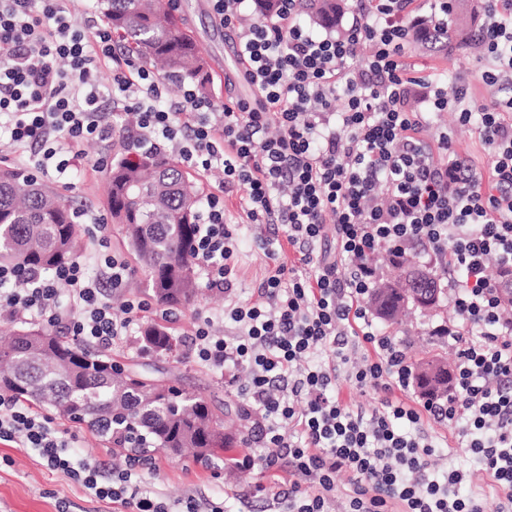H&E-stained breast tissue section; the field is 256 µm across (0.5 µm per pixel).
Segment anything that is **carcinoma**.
Listing matches in <instances>:
<instances>
[{"label":"carcinoma","instance_id":"carcinoma-1","mask_svg":"<svg viewBox=\"0 0 512 512\" xmlns=\"http://www.w3.org/2000/svg\"><path fill=\"white\" fill-rule=\"evenodd\" d=\"M99 8L128 51L163 75L202 80L206 68L198 45L169 16L164 0H99ZM302 13L336 23V0H302ZM112 218L147 273L157 303L189 304L196 293L193 244L199 202L194 183L172 157L131 152L112 162L107 181ZM77 212L71 201L20 172L0 170V263L49 272L78 256ZM400 273L380 283L372 303L385 322L412 306V295L438 288L436 278L402 261ZM0 390L31 404H49L84 423L113 451L147 455L190 452L208 464L236 447L224 419L204 400L112 362L35 323L0 330ZM143 348L173 354L176 341L150 323ZM424 395L448 394V363L432 359L416 367Z\"/></svg>","mask_w":512,"mask_h":512}]
</instances>
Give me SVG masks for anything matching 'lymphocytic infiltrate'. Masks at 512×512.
<instances>
[{"label": "lymphocytic infiltrate", "mask_w": 512, "mask_h": 512, "mask_svg": "<svg viewBox=\"0 0 512 512\" xmlns=\"http://www.w3.org/2000/svg\"><path fill=\"white\" fill-rule=\"evenodd\" d=\"M243 0H214L236 33L238 67L225 87L244 95L222 103L184 84L175 105L161 107L166 81L119 53L112 29L91 20L75 27L68 0H0V118L11 151L39 148L41 171L62 174L81 145L112 137L102 107L100 73L112 67L113 98L136 115V146L175 156L196 170H222L242 190L250 223L285 235L295 259L275 264L252 303H231L227 339L201 319L188 350L200 364L247 368L244 388L267 453L265 470L298 479L275 494L285 512H483L481 498L461 493L463 474H429L430 445L416 429L422 414L445 421L477 456L512 512V316L503 297L511 283L486 273L489 260L512 267V97L474 110L465 90L414 76L404 61L411 32L448 34V0H430L428 17L412 0H360L344 36L316 37L301 25L300 0H279L272 16L243 23ZM479 80L512 87V0H488ZM422 88L427 111L411 108ZM455 112L490 150L481 174L459 159L448 132L422 133L432 114ZM279 133L269 136L270 125ZM195 259L206 288L228 292L236 275V240L224 192L205 196ZM333 233L335 254L312 245ZM420 244L448 263L454 318L435 333L456 351L448 397L422 409L386 403L371 417L350 411L337 368L347 363L343 337L369 345L349 376L359 389L408 390L414 368L405 348L373 325L370 295L378 281L373 257L404 254ZM98 276L76 259L52 275L0 265V303L16 320L41 318L86 345L112 346L127 336L145 305L127 300L117 317L104 300L131 269L116 254L98 257ZM68 291L74 314L59 311ZM330 351L332 362L315 363ZM0 440L35 450L43 465L79 481L113 512H170L144 496L135 466L101 482L99 467L74 459L65 433L0 392ZM350 475L336 492V476Z\"/></svg>", "instance_id": "f902f5d3"}]
</instances>
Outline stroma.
Returning a JSON list of instances; mask_svg holds the SVG:
<instances>
[{"label": "stroma", "instance_id": "1", "mask_svg": "<svg viewBox=\"0 0 512 512\" xmlns=\"http://www.w3.org/2000/svg\"><path fill=\"white\" fill-rule=\"evenodd\" d=\"M174 14L201 47L208 63L220 61L230 64L232 52L229 41L232 31L220 23L211 0H176ZM405 60L414 65L424 78L447 84L456 78L466 81L477 107L492 105L500 96L496 88L479 81L480 57L467 44L452 42L448 56L444 57L423 54L415 44L410 43L406 46ZM444 130L451 133L460 157L469 160L478 171H487L488 151L471 127L460 125L453 112H441L432 117L426 135L434 139ZM135 132V125L129 124L122 133L110 140L84 144L82 157L64 175H43L39 181L69 198L78 208L81 214L82 253L96 252L105 246L109 251L120 254L132 268L133 274L125 286L108 290L107 298L119 317L124 314V303L129 296L135 295L149 301L148 311L140 313L138 317L139 324L143 325L155 321L160 307L151 301L148 283L144 274L137 269L138 263L121 226L109 219L105 195L107 170L96 164L97 159L103 156L113 160L127 154V140ZM240 196L237 190L224 195L226 214L237 242L235 287L226 294L199 288L193 304L174 308V318L167 322L166 329L179 344L176 358L141 354L137 329L107 348L106 353L113 360L134 366L157 379L178 376L184 387L200 394L217 412H228L242 438L240 447L232 450L233 461L229 464L217 460L205 465L190 459L173 461L158 456L155 468L142 472L144 489L160 494L171 502L190 495L204 503L214 501L223 504L224 512H279L278 501L257 495L255 487L260 483H273L284 488L292 482V475L282 471L273 477L263 472L260 465L244 466L240 463L241 458L247 455L263 452L254 432L253 420L245 413V401L241 395L246 384V371L239 369L231 374L201 365L190 356L184 344L202 316L212 318L215 329L224 336H233L234 325L225 319V307L235 301L256 300L257 289L275 261L287 262L294 258L292 249L287 247L280 252L278 259H269L259 227L249 223L240 208ZM97 217L105 220L104 228L98 234L94 233L92 226ZM408 257L438 275L443 287L439 296L442 312L429 316L415 311L402 323L383 322L379 328L404 344L410 361L432 356H453L451 344L432 334L436 326L445 323V313L451 308V292L446 288L448 271L431 251L419 248L409 251ZM340 393L347 404L368 411L381 408L383 402L388 400H398L414 408L423 401L414 388L405 392L397 389L390 392L381 389L359 390L346 381L342 382ZM41 412L51 419L55 427L66 430L72 436L77 460L99 463L112 471L125 468V458L113 454L111 448L97 440L85 425L70 420L52 407H42ZM419 429L434 447L433 454L428 458L431 469L441 476L453 469L463 471L467 479L464 492L478 494L483 501L484 512H498L500 492L491 488L481 464L466 449L460 448L454 428L425 417ZM62 505L67 506L68 512H111L109 504L89 496L79 483L46 469L35 451L16 448L12 443L0 440V512H57Z\"/></svg>", "mask_w": 512, "mask_h": 512}]
</instances>
